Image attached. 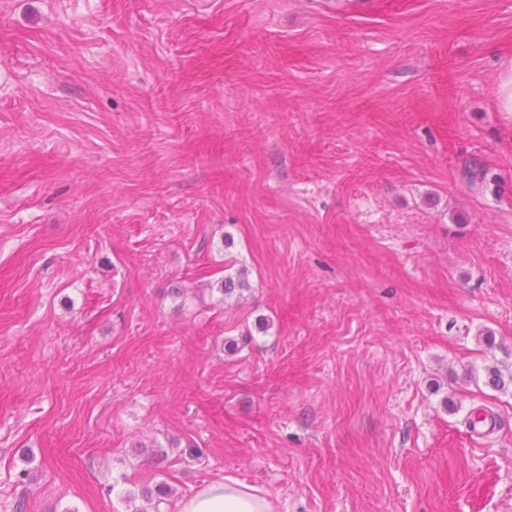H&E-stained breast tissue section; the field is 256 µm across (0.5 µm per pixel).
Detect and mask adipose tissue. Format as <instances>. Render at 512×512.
I'll return each mask as SVG.
<instances>
[{
  "label": "adipose tissue",
  "mask_w": 512,
  "mask_h": 512,
  "mask_svg": "<svg viewBox=\"0 0 512 512\" xmlns=\"http://www.w3.org/2000/svg\"><path fill=\"white\" fill-rule=\"evenodd\" d=\"M179 512H273V505L259 489L228 478L184 497Z\"/></svg>",
  "instance_id": "ef3b65f1"
}]
</instances>
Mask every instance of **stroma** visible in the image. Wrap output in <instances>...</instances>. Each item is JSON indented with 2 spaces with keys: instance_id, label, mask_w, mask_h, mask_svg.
Returning <instances> with one entry per match:
<instances>
[{
  "instance_id": "stroma-1",
  "label": "stroma",
  "mask_w": 512,
  "mask_h": 512,
  "mask_svg": "<svg viewBox=\"0 0 512 512\" xmlns=\"http://www.w3.org/2000/svg\"><path fill=\"white\" fill-rule=\"evenodd\" d=\"M509 73L512 0H0V512H512ZM224 260V279L220 281L218 288L222 294L221 301L224 303L228 302L229 299L235 298L237 301L243 297L245 290H250V285L247 280V271L244 267L236 269L231 272L235 267V263ZM180 512H273L271 501L260 490L232 478L207 484L179 504ZM172 492L164 482L155 484L153 487L143 486L139 489L137 495L128 493L127 501L134 502L136 497H140L148 506L147 508H136L135 512H160L162 504L169 505Z\"/></svg>"
}]
</instances>
